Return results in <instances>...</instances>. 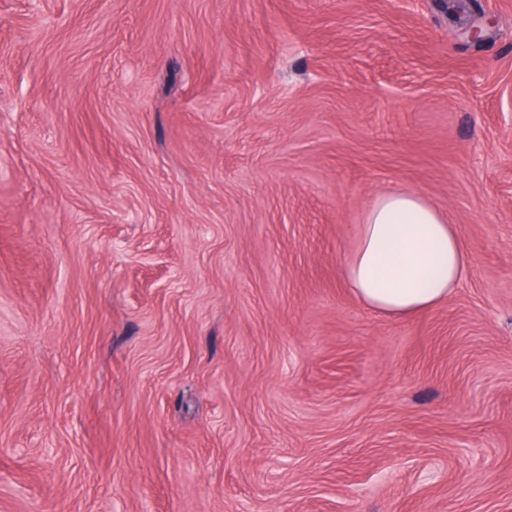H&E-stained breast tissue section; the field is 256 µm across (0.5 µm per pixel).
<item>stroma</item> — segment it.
Listing matches in <instances>:
<instances>
[{
	"mask_svg": "<svg viewBox=\"0 0 512 512\" xmlns=\"http://www.w3.org/2000/svg\"><path fill=\"white\" fill-rule=\"evenodd\" d=\"M463 3L0 0V512H512V0ZM389 191L471 259L403 319L344 279Z\"/></svg>",
	"mask_w": 512,
	"mask_h": 512,
	"instance_id": "obj_1",
	"label": "stroma"
}]
</instances>
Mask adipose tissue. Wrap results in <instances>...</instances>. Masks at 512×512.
I'll return each instance as SVG.
<instances>
[{"label":"adipose tissue","instance_id":"adipose-tissue-1","mask_svg":"<svg viewBox=\"0 0 512 512\" xmlns=\"http://www.w3.org/2000/svg\"><path fill=\"white\" fill-rule=\"evenodd\" d=\"M469 271L456 226L413 192L378 196L344 267L358 301L388 317L442 304Z\"/></svg>","mask_w":512,"mask_h":512}]
</instances>
